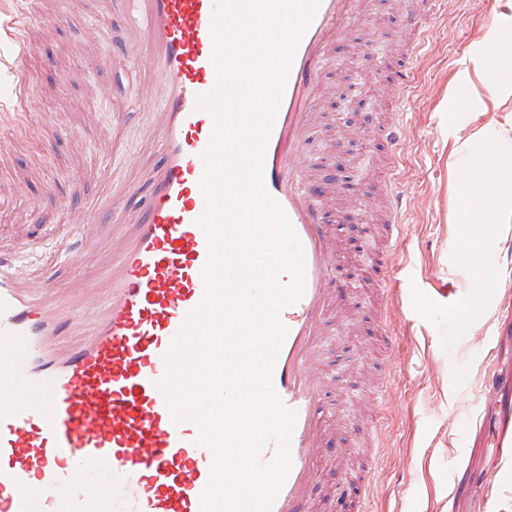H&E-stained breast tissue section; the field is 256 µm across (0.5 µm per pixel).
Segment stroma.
Segmentation results:
<instances>
[{
  "mask_svg": "<svg viewBox=\"0 0 512 512\" xmlns=\"http://www.w3.org/2000/svg\"><path fill=\"white\" fill-rule=\"evenodd\" d=\"M404 4L365 0V20L329 53L325 91L313 115L320 141L305 163L326 187V206L339 215L358 195L380 206L387 160L365 137L347 141L342 127L348 115L331 104L353 85L371 103V116L389 111L393 87L373 65L379 56L392 63L411 45L400 24ZM1 12L20 16L22 36L34 51L22 65L28 94L20 111L0 112V242L14 243L58 292L95 286L112 263L106 234L65 244L56 227L99 196L98 170L109 162L101 144L111 126H120L125 137L128 161L120 170L126 182L138 194L150 191L159 143L143 111L144 90L155 75L137 60L149 47L124 52L134 19L109 0H0ZM54 14L63 22L45 35L43 20ZM501 18L500 6L485 0H446L430 42L413 56L398 169L411 206L393 255L395 292L386 300L394 314L391 352L365 331L366 310L377 303L370 263L381 243L365 231L359 253L346 225L333 231L336 266L356 277L353 293L333 307L332 347L324 361L334 364L337 348L344 347L352 367L323 398L326 447L316 460L310 512H332L341 480L350 485V499L367 493L370 512H512V460L493 455L478 424L479 415L494 418L500 411L486 398L485 383L489 365L512 358V308L473 286L456 237L463 144L474 142L483 127L512 129V102L497 106L485 98L464 111L455 107L460 82L478 78L490 20ZM350 183L357 186L352 195L344 191ZM459 300L472 307L465 332L450 314ZM383 359L387 399L379 408L374 366ZM365 414L378 418L383 435L379 465L368 476L360 430ZM479 478L490 486L480 498Z\"/></svg>",
  "mask_w": 512,
  "mask_h": 512,
  "instance_id": "stroma-1",
  "label": "stroma"
}]
</instances>
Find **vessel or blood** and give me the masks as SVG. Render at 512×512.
Returning a JSON list of instances; mask_svg holds the SVG:
<instances>
[{"label":"vessel or blood","instance_id":"1","mask_svg":"<svg viewBox=\"0 0 512 512\" xmlns=\"http://www.w3.org/2000/svg\"><path fill=\"white\" fill-rule=\"evenodd\" d=\"M133 5L156 45L146 66L158 75L152 117L161 166L111 277L83 296L85 304L100 308L91 323L73 319L21 253L0 252V512H201L209 482L212 450L199 444L194 422H173L158 383L166 374V353L204 294L208 243L198 223L205 209L200 181L214 118L197 99L217 83L214 0ZM360 17V0H321L296 50L265 150V187L305 255V293L281 313L288 333L273 370L274 388L297 421L291 470L272 512H306L321 446L325 316L347 288L330 276V219L304 158L318 135L312 108L327 51ZM20 28L18 16L0 15L1 111L27 92L19 66L31 48L21 42ZM411 72L408 60L395 64L397 100L411 90ZM401 130L392 120L375 130V145L394 161ZM381 193L385 207L377 222L393 251L405 231L407 200L392 178ZM87 212L84 223L62 228V236L109 223L112 206L98 199ZM464 263L475 287H500L502 274L485 255L468 254ZM96 477L111 487L98 500L91 496Z\"/></svg>","mask_w":512,"mask_h":512}]
</instances>
